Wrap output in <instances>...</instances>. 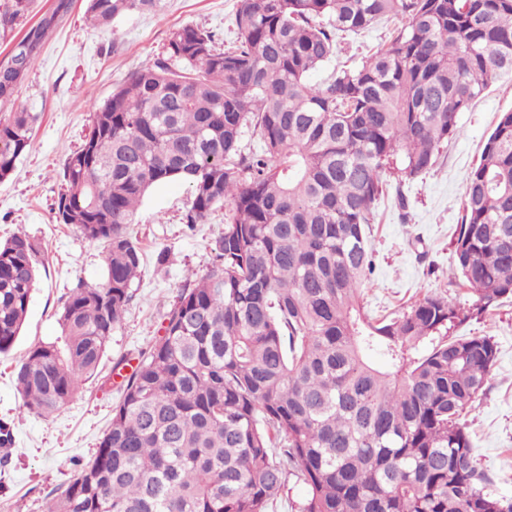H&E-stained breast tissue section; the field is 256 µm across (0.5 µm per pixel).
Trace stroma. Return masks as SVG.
Returning a JSON list of instances; mask_svg holds the SVG:
<instances>
[{"label": "stroma", "instance_id": "1", "mask_svg": "<svg viewBox=\"0 0 512 512\" xmlns=\"http://www.w3.org/2000/svg\"><path fill=\"white\" fill-rule=\"evenodd\" d=\"M237 2L163 0L159 11L135 12L98 29L85 20V0H72L33 70L11 101L0 105L2 118L19 111L40 115L31 150L0 183V241L26 232L40 242L46 257L23 331L13 351L0 357V422L9 423L14 434L8 461L0 463V512H42L52 490L92 457L121 397L124 374L163 335L186 279L207 272L209 245L224 230L220 210L195 228L182 223L192 200L188 183L152 189L131 227L143 253L141 278L96 374L59 411L37 416L24 408L15 388V365L30 346L59 341L58 319L69 289L80 280L101 281L104 272L101 247L55 221L63 164L89 136L92 112L131 72L164 56L173 29L190 24L212 32L219 47L232 45ZM394 27V21L384 19L366 31L341 35L334 64L359 63L389 41ZM509 110L512 79L504 78L460 114L456 133L429 173L405 180L392 169L383 173L385 193L370 233L373 272L360 293L371 317L401 313L428 294L444 296L461 311L472 309L474 296L451 280V241L463 216L466 177L498 114ZM164 250L169 260L161 265L157 256ZM456 333L492 336L498 343L486 390L463 420L480 467L498 492L512 498V301L466 321ZM120 358L125 364L118 371L114 365Z\"/></svg>", "mask_w": 512, "mask_h": 512}]
</instances>
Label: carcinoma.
<instances>
[{"mask_svg": "<svg viewBox=\"0 0 512 512\" xmlns=\"http://www.w3.org/2000/svg\"><path fill=\"white\" fill-rule=\"evenodd\" d=\"M160 4L87 0L86 13L103 28ZM30 8L0 0V29ZM70 8L57 0L19 40L24 67L0 80V103ZM384 17L402 22L387 44L307 82L338 35ZM235 26L226 49L199 27L173 30L166 57L93 112L64 162L56 221L103 246L105 274L70 289L63 343L17 362L23 406L43 417L96 373L123 320L142 262L130 225L151 189L188 183L190 228L226 213L208 272L184 284L93 457L44 512H268L290 475L306 489L294 512H512L461 422L496 365L495 338L450 335L469 315L441 295L380 319L359 302L382 174L396 162L407 179L430 172L460 113L512 78V0H238ZM38 120L0 118L1 182ZM249 126L259 151L241 143ZM463 197L454 264L482 315L512 299V111ZM42 264L27 233L0 243V355Z\"/></svg>", "mask_w": 512, "mask_h": 512, "instance_id": "obj_1", "label": "carcinoma"}]
</instances>
